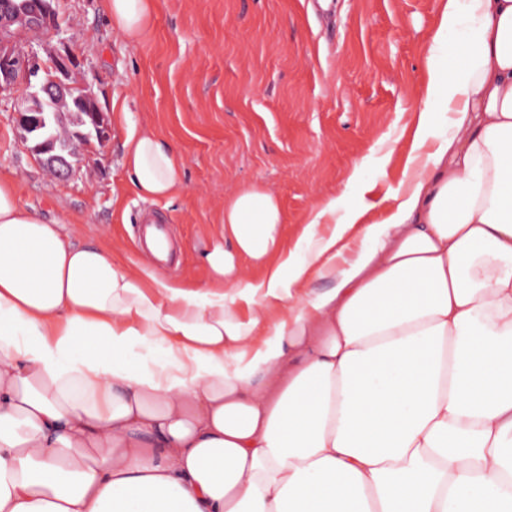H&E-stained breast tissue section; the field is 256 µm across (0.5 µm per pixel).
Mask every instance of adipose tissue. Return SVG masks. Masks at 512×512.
Returning a JSON list of instances; mask_svg holds the SVG:
<instances>
[{
	"label": "adipose tissue",
	"mask_w": 512,
	"mask_h": 512,
	"mask_svg": "<svg viewBox=\"0 0 512 512\" xmlns=\"http://www.w3.org/2000/svg\"><path fill=\"white\" fill-rule=\"evenodd\" d=\"M155 8L106 0L130 46ZM424 64L385 216L332 197L292 243L241 187L203 288L0 178V512H512V0H441ZM124 167L184 190L152 130Z\"/></svg>",
	"instance_id": "ef3b65f1"
}]
</instances>
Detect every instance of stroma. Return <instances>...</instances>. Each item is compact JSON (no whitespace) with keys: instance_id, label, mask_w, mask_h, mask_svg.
Listing matches in <instances>:
<instances>
[{"instance_id":"1","label":"stroma","mask_w":512,"mask_h":512,"mask_svg":"<svg viewBox=\"0 0 512 512\" xmlns=\"http://www.w3.org/2000/svg\"><path fill=\"white\" fill-rule=\"evenodd\" d=\"M437 0H157L146 38L129 46L105 0H58L57 29L22 36L44 55L69 44L76 84H90L110 128L105 146L68 180L49 177L21 142L19 91L0 94V176L23 206L74 224L76 243L106 241L128 257L140 218L161 217L172 260L165 271L196 286L224 198L262 182L279 196L289 240L322 198L345 195L381 217L404 181L424 57ZM150 128L185 159L182 195L140 200L123 167L130 132ZM361 181L350 182L356 164Z\"/></svg>"}]
</instances>
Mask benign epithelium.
Returning a JSON list of instances; mask_svg holds the SVG:
<instances>
[{"instance_id":"7a95c632","label":"benign epithelium","mask_w":512,"mask_h":512,"mask_svg":"<svg viewBox=\"0 0 512 512\" xmlns=\"http://www.w3.org/2000/svg\"><path fill=\"white\" fill-rule=\"evenodd\" d=\"M55 0H3L0 3V92L23 85L17 128L29 150L52 176L67 179L82 165L81 147L104 144L110 130L91 89L71 81L77 65L65 45L48 52V63L16 50L22 32L40 33L56 26Z\"/></svg>"}]
</instances>
